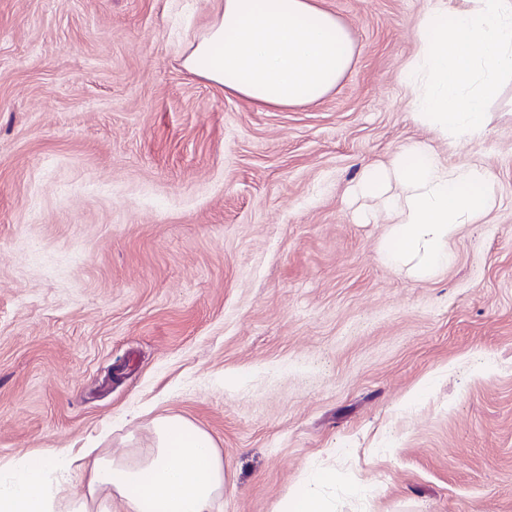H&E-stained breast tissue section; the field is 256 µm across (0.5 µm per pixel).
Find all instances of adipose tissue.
Instances as JSON below:
<instances>
[{
	"mask_svg": "<svg viewBox=\"0 0 512 512\" xmlns=\"http://www.w3.org/2000/svg\"><path fill=\"white\" fill-rule=\"evenodd\" d=\"M355 54L349 28L319 0H221L183 66L236 97L284 110L324 100ZM352 194L381 204L390 226L381 259L420 279L453 263L460 226L479 223L496 201L483 164H445L422 141L367 166ZM152 434L148 447L110 456L91 448L21 455L0 475V512H56L63 499L70 512H90L104 489L124 512H213L224 494V457L213 437L180 416L157 418ZM325 480L312 472L275 512H326Z\"/></svg>",
	"mask_w": 512,
	"mask_h": 512,
	"instance_id": "adipose-tissue-1",
	"label": "adipose tissue"
}]
</instances>
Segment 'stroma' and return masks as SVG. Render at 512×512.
Segmentation results:
<instances>
[{
	"label": "stroma",
	"instance_id": "35a3bbf8",
	"mask_svg": "<svg viewBox=\"0 0 512 512\" xmlns=\"http://www.w3.org/2000/svg\"><path fill=\"white\" fill-rule=\"evenodd\" d=\"M354 63L273 110L188 73L216 0H0V469L146 447L184 417L224 455L215 512H512V81L486 136L419 123L401 74L428 0H322ZM428 142L496 205L419 280L347 202ZM326 476L314 471L299 486L286 489L274 512H326L321 489Z\"/></svg>",
	"mask_w": 512,
	"mask_h": 512
}]
</instances>
